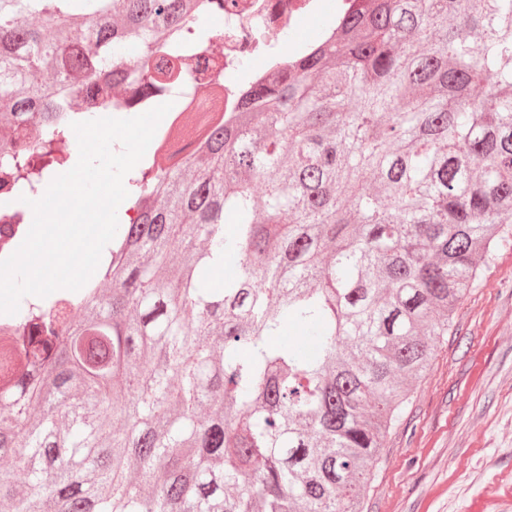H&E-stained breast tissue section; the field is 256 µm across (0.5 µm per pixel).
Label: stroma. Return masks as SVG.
I'll use <instances>...</instances> for the list:
<instances>
[{"mask_svg": "<svg viewBox=\"0 0 512 512\" xmlns=\"http://www.w3.org/2000/svg\"><path fill=\"white\" fill-rule=\"evenodd\" d=\"M363 512H512V239L437 342L372 470Z\"/></svg>", "mask_w": 512, "mask_h": 512, "instance_id": "35a3bbf8", "label": "stroma"}]
</instances>
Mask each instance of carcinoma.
<instances>
[{
	"mask_svg": "<svg viewBox=\"0 0 512 512\" xmlns=\"http://www.w3.org/2000/svg\"><path fill=\"white\" fill-rule=\"evenodd\" d=\"M216 14L0 0V192L72 166L59 145L112 83L138 112L199 57L224 72ZM323 26L261 81L235 68V110L187 156L127 176L140 220L108 248L107 292L21 300L0 337V453L26 473L0 470L8 512H362L412 383L508 237L512 0H369ZM288 29L251 56L276 63ZM130 42L172 59L121 71ZM291 324L309 349L280 340Z\"/></svg>",
	"mask_w": 512,
	"mask_h": 512,
	"instance_id": "carcinoma-1",
	"label": "carcinoma"
}]
</instances>
